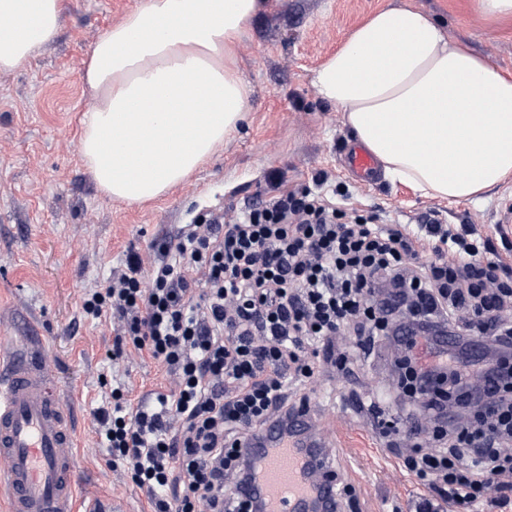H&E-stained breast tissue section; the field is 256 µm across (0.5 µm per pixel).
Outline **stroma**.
<instances>
[{
  "label": "stroma",
  "instance_id": "35a3bbf8",
  "mask_svg": "<svg viewBox=\"0 0 512 512\" xmlns=\"http://www.w3.org/2000/svg\"><path fill=\"white\" fill-rule=\"evenodd\" d=\"M138 3L64 0L56 40L22 69L0 74V335H16L27 324L39 329L46 366L77 430L80 493L101 512H150V506L127 468L109 463L93 410L111 406L117 385L135 402L172 387L166 369L149 357H112L116 320L82 313L83 294L128 252L149 256L154 241L180 225L267 195L272 178L308 186L322 171L347 184L359 213H377L387 224L412 225L425 213L443 225L465 224L512 260L505 213L512 176L475 201L425 196L381 172L358 183L341 165L356 137L311 85L313 71L348 33L388 6L431 12L450 38L512 74V19L487 21L468 0H263L237 53L251 89L246 120L184 184L154 202L126 204L105 197L82 160L80 119L96 97L79 73L100 34ZM309 405L313 435L330 443L338 480L354 489L359 512H415L424 489L375 428L378 419H390L401 447L419 439L387 349L359 359L350 373L316 377Z\"/></svg>",
  "mask_w": 512,
  "mask_h": 512
}]
</instances>
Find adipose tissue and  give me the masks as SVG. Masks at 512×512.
<instances>
[{
  "label": "adipose tissue",
  "mask_w": 512,
  "mask_h": 512,
  "mask_svg": "<svg viewBox=\"0 0 512 512\" xmlns=\"http://www.w3.org/2000/svg\"><path fill=\"white\" fill-rule=\"evenodd\" d=\"M259 0H141L93 46L81 75L95 90L81 148L99 189L143 203L197 169L246 119L237 40ZM62 0H0V72L24 67L57 36ZM386 175L465 200L512 175V76L432 14L378 11L314 71ZM143 147L132 153L126 140Z\"/></svg>",
  "instance_id": "adipose-tissue-1"
}]
</instances>
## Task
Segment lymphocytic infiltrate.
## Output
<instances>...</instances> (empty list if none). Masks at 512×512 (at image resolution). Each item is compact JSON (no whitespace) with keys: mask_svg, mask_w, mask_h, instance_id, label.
Wrapping results in <instances>:
<instances>
[{"mask_svg":"<svg viewBox=\"0 0 512 512\" xmlns=\"http://www.w3.org/2000/svg\"><path fill=\"white\" fill-rule=\"evenodd\" d=\"M345 194L322 173L305 188L272 183L232 216L164 234L151 261L128 254L85 293L86 318L120 323L114 355L147 354L173 378L152 403L116 389L94 412L111 462L128 465L154 512H236L224 489L260 467L242 443L261 444L272 422L290 437L293 393L381 339L432 429L401 455L429 490L418 512H481L512 491V264L465 228L348 216ZM446 385L481 413L444 425Z\"/></svg>","mask_w":512,"mask_h":512,"instance_id":"lymphocytic-infiltrate-1","label":"lymphocytic infiltrate"}]
</instances>
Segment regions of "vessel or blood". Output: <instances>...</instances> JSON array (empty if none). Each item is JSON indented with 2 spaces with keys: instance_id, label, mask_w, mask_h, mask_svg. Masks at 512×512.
Returning a JSON list of instances; mask_svg holds the SVG:
<instances>
[{
  "instance_id": "b4317fda",
  "label": "vessel or blood",
  "mask_w": 512,
  "mask_h": 512,
  "mask_svg": "<svg viewBox=\"0 0 512 512\" xmlns=\"http://www.w3.org/2000/svg\"><path fill=\"white\" fill-rule=\"evenodd\" d=\"M344 164L358 182L372 179L376 157L353 145ZM0 490L9 498V512H75L76 457L71 413L43 360V339L37 333L0 336ZM269 429L271 447L261 460L251 493L263 499L268 512H307L321 496L324 512H339L329 475L334 468L326 444L278 443Z\"/></svg>"
}]
</instances>
